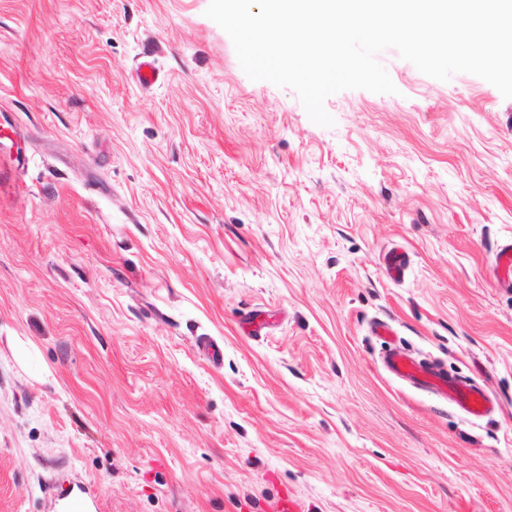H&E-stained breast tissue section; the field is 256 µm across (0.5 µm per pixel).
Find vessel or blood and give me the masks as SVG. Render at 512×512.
I'll return each instance as SVG.
<instances>
[{"label": "vessel or blood", "mask_w": 512, "mask_h": 512, "mask_svg": "<svg viewBox=\"0 0 512 512\" xmlns=\"http://www.w3.org/2000/svg\"><path fill=\"white\" fill-rule=\"evenodd\" d=\"M494 272L503 279L512 277V241L497 246L491 257ZM385 370L414 387L448 397L466 414L483 418L490 415L494 404L477 381L461 382L447 374L427 368L422 362L401 350H391L383 360Z\"/></svg>", "instance_id": "b4317fda"}]
</instances>
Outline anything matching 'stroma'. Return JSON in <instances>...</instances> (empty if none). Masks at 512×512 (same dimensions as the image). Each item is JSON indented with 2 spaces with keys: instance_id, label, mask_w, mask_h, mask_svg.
Listing matches in <instances>:
<instances>
[{
  "instance_id": "obj_1",
  "label": "stroma",
  "mask_w": 512,
  "mask_h": 512,
  "mask_svg": "<svg viewBox=\"0 0 512 512\" xmlns=\"http://www.w3.org/2000/svg\"><path fill=\"white\" fill-rule=\"evenodd\" d=\"M208 4L0 0V512H512V99L388 49L323 127ZM491 265L494 272L507 282L512 275V241L497 246L491 257ZM383 366L392 376L409 382L418 389L447 396L470 416L483 418L493 411L492 400L474 379L469 382L448 379L447 374L429 369L411 355L397 349L391 350L385 356Z\"/></svg>"
}]
</instances>
